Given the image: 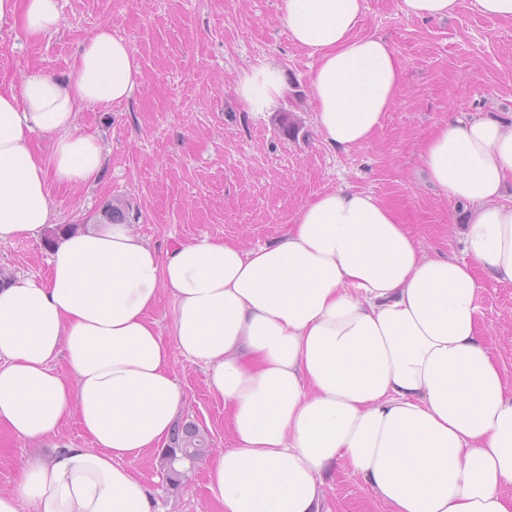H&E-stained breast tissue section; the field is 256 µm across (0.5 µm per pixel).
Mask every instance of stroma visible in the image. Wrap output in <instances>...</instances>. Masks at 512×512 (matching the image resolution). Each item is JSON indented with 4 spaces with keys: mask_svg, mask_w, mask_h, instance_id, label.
I'll return each instance as SVG.
<instances>
[{
    "mask_svg": "<svg viewBox=\"0 0 512 512\" xmlns=\"http://www.w3.org/2000/svg\"><path fill=\"white\" fill-rule=\"evenodd\" d=\"M58 2L60 26L51 36L34 39L0 24V80L65 75L79 45L103 27L128 42L141 65L130 100L81 111L79 125L99 136L106 163L97 182L54 187L58 224L85 228L119 202L135 232L159 251L200 237L252 247L280 237L318 193L348 185L390 206L425 253L460 255L465 208L431 183L419 152L449 113H512V21L479 14L472 0H458L452 17L425 21L406 15L403 0H365L362 33L390 41L406 78L375 137L336 152L316 127L312 60L292 43L279 0ZM264 59L285 71L286 102L279 111L250 112L235 85L243 69ZM284 111L296 126L290 137L280 131ZM49 256L40 238L0 244V273L46 278ZM478 278L486 342L512 372V284L483 272ZM173 369L183 393L179 420L203 429L213 453L230 447L224 403L210 392L203 367L177 353ZM90 445L73 420L34 442L0 428V492L13 489L32 459ZM125 465L150 485L161 512H224L209 495L204 467L175 488L158 454ZM324 495L333 512L380 508L364 482L340 466L326 477Z\"/></svg>",
    "mask_w": 512,
    "mask_h": 512,
    "instance_id": "obj_1",
    "label": "stroma"
}]
</instances>
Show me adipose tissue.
Wrapping results in <instances>:
<instances>
[{"mask_svg": "<svg viewBox=\"0 0 512 512\" xmlns=\"http://www.w3.org/2000/svg\"><path fill=\"white\" fill-rule=\"evenodd\" d=\"M289 36L315 61L325 144L369 142L402 87L383 36L361 33L365 0H280ZM58 0H0V23L55 32ZM134 50L106 28L67 75L0 82V243L53 221L51 190L99 178L105 154L78 128L85 106L128 99ZM265 60L237 98L279 106ZM52 138L49 155L34 134ZM420 161L467 216L463 257L423 252L372 193L317 194L274 242L203 237L159 254L128 224H91L53 245L46 279L0 282V427L24 440L77 419L88 448L28 462L0 512H156L123 461L170 436L183 394L173 353L201 363L233 444L206 471L224 512H332L322 475L342 465L385 512H512V374L480 326L479 273L512 284V114L443 121ZM172 303L162 330L150 314ZM64 360L66 371L54 367Z\"/></svg>", "mask_w": 512, "mask_h": 512, "instance_id": "obj_1", "label": "adipose tissue"}]
</instances>
